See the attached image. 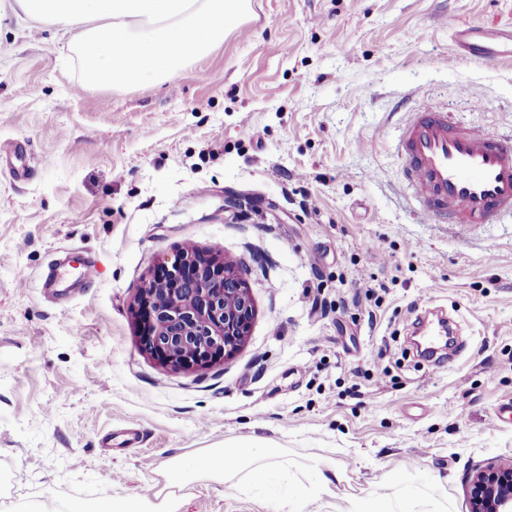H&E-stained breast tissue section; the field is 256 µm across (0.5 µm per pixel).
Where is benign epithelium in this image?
I'll return each instance as SVG.
<instances>
[{
	"mask_svg": "<svg viewBox=\"0 0 512 512\" xmlns=\"http://www.w3.org/2000/svg\"><path fill=\"white\" fill-rule=\"evenodd\" d=\"M161 266L164 278L145 276L132 310L146 312L150 357L173 369L205 368L216 352L231 358L244 344L254 305L241 268L217 256L182 250ZM470 512H512V459L473 470Z\"/></svg>",
	"mask_w": 512,
	"mask_h": 512,
	"instance_id": "7a95c632",
	"label": "benign epithelium"
}]
</instances>
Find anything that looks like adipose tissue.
Instances as JSON below:
<instances>
[{
    "label": "adipose tissue",
    "instance_id": "obj_1",
    "mask_svg": "<svg viewBox=\"0 0 512 512\" xmlns=\"http://www.w3.org/2000/svg\"><path fill=\"white\" fill-rule=\"evenodd\" d=\"M248 0H13L15 14L67 37L92 83L133 86L183 71L219 43L245 14ZM198 478L230 484L240 493L302 512V488L280 448L250 437L179 458L168 485Z\"/></svg>",
    "mask_w": 512,
    "mask_h": 512
}]
</instances>
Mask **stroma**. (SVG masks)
Wrapping results in <instances>:
<instances>
[{"label":"stroma","mask_w":512,"mask_h":512,"mask_svg":"<svg viewBox=\"0 0 512 512\" xmlns=\"http://www.w3.org/2000/svg\"><path fill=\"white\" fill-rule=\"evenodd\" d=\"M450 19L512 23V0H249L205 56L131 87L0 19V142L25 169L0 161V512L161 502L171 461L251 435L321 469L306 512L407 482L419 512H469V472L512 458V219L422 222L396 143L425 104L512 135V61L453 59ZM194 247L244 268L255 315L232 358L174 370L131 302ZM439 305L463 335L434 366L408 329ZM174 507L273 512L210 480Z\"/></svg>","instance_id":"35a3bbf8"}]
</instances>
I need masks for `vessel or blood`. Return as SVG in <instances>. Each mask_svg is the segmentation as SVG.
Wrapping results in <instances>:
<instances>
[{"instance_id":"1","label":"vessel or blood","mask_w":512,"mask_h":512,"mask_svg":"<svg viewBox=\"0 0 512 512\" xmlns=\"http://www.w3.org/2000/svg\"><path fill=\"white\" fill-rule=\"evenodd\" d=\"M456 59L489 64L512 58V24L450 22ZM407 180L418 191L430 222L496 224L512 217V138L449 120L446 111L412 112L398 144ZM446 318L418 319L417 335L446 350Z\"/></svg>"}]
</instances>
